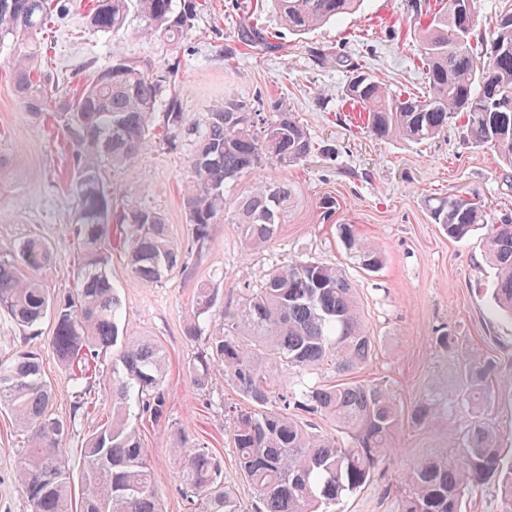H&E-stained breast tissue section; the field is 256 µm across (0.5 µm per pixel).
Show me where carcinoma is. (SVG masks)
<instances>
[{
	"instance_id": "carcinoma-1",
	"label": "carcinoma",
	"mask_w": 512,
	"mask_h": 512,
	"mask_svg": "<svg viewBox=\"0 0 512 512\" xmlns=\"http://www.w3.org/2000/svg\"><path fill=\"white\" fill-rule=\"evenodd\" d=\"M360 0H274L288 32L304 34L356 11ZM417 13L432 15L419 32L428 91L402 97L370 75L354 70L346 96L367 114L378 139L423 143L439 136L448 119H465L468 140L494 149L512 172V7L493 21L488 38L476 33V0H413ZM48 0H0V40L13 52L12 83L24 111L37 118L54 112L74 147L75 232L81 241L79 284L52 296L35 272L51 260L49 247L29 239L16 252H0V311L14 323L32 327L53 320L50 345L66 368L113 351L112 408L107 422L80 446V487L61 448L69 425L52 412V392L42 378L39 353L20 349L0 362V407L25 433L18 480L30 512H162L148 449L127 413L124 389L137 388L139 407L155 421L166 413L163 389L165 353L155 339L118 341L120 300L108 274L105 242L112 224L133 278L143 285L161 280L168 269L188 264L215 225H239L246 246L267 245L285 222L293 190L286 181L261 183L235 198L224 195L227 182L242 178L267 161L283 167L304 161L314 149L310 134L295 116L278 107L262 118L251 107L228 100L210 113L190 160L184 206L192 227V247H178L155 211L131 197L116 198L100 170H117L141 155L155 128L172 142L188 124L176 79L180 64L168 63L157 79L123 60L72 93L43 73L44 47L36 35L46 28ZM196 0H94L92 30L114 36L136 19L147 36L173 41L191 27ZM239 38L268 45L267 36L245 24ZM433 221L454 239L484 231L495 269L497 308L512 317V220L486 223L482 206L464 194L439 197L429 207ZM359 268L383 264L379 249L361 239L350 224L339 225ZM217 294L200 285L194 318L210 312ZM374 338L365 327L356 288L344 269L313 260L290 259L268 274L264 285L237 302L224 303V335L210 336L187 370L200 388L221 375L247 401L233 420L231 439L239 469L257 492L256 512H331L356 494L384 465L404 423L421 424L442 412L430 393L412 405L387 383L365 384L353 374L372 357ZM333 367L329 384L284 385L290 371L307 375ZM492 366L468 357L462 366V404L488 399ZM336 423L328 436L308 416ZM184 433L174 440L183 495L198 512H239L224 488L221 462L206 448L192 447ZM493 478L501 481V510L512 512V464L504 465L494 429L472 417L465 447L454 454L419 459L397 488L400 512H461L471 489Z\"/></svg>"
}]
</instances>
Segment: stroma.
I'll return each mask as SVG.
<instances>
[{"label":"stroma","mask_w":512,"mask_h":512,"mask_svg":"<svg viewBox=\"0 0 512 512\" xmlns=\"http://www.w3.org/2000/svg\"><path fill=\"white\" fill-rule=\"evenodd\" d=\"M91 5V0H68L66 12L52 17L40 35L45 67L63 78L62 89L69 93L118 59L140 63L156 77L165 73L168 61L179 60L177 87L195 130L180 132L172 143L155 141L119 171L104 173L109 189L131 194L162 214L179 246L191 242L182 203L189 161L198 132L216 106L235 99L268 117L274 105H282L304 125L315 146L299 165L283 168L268 161L230 186L233 197L273 180L288 181L294 190L285 223L261 250L247 249L237 225L219 224L195 262L176 266L159 283L144 286L134 282L118 237L106 244L121 299V330L130 337L158 340L166 353V418L138 422L164 512H190L171 452L172 437L181 430L222 460L225 486L241 512H253L256 491L241 475L231 441L233 416L246 402L230 383L202 389L191 381L187 366L202 344L186 330L201 284H209L219 302L234 301L291 259L340 265L352 279L365 326L375 338L371 362L355 374L358 381H387L407 403L434 388L449 406L431 425L400 430L384 466L343 500L337 512H399L394 488L408 468L420 458L461 447L467 418L456 408L462 392L459 366L469 356L488 358L496 366L491 400L480 415L500 434L505 458L511 461L512 319L494 310V271L481 235L449 238L432 222L428 202L462 192L484 205L490 221L512 218V173L500 167L493 149L470 144L462 119L449 120L444 133L422 144L384 141L367 131L365 116L344 98L351 63L393 93L423 91L425 70L416 36L425 20L411 10L409 0H362L355 14L303 35L281 27L270 0H198L192 27L171 45L133 28L117 36L91 31ZM244 22L271 33L275 48L240 42L237 33ZM319 52L335 56V64L318 62ZM11 67V47L0 43V158L5 161L0 171V251L31 238L46 242L52 260L38 277L55 295L72 288L77 275L73 147L63 132L24 111L13 91ZM327 196L336 201L331 223L323 222L319 208ZM342 224L353 225L361 238L382 249L378 271L357 267L338 233ZM443 327L452 336L447 347L435 341ZM53 328L49 319L24 328L1 315L0 360H11L26 344L38 349L53 410L70 424L62 446L72 457L107 419L112 359L103 357L89 371L94 406L85 416L72 418L77 386L51 348ZM23 441L11 415L0 410V512H30L17 479Z\"/></svg>","instance_id":"1"}]
</instances>
